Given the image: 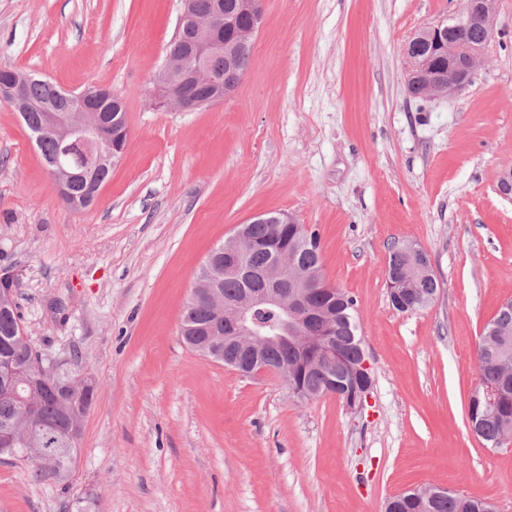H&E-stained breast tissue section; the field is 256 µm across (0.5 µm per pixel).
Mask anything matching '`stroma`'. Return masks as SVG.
Returning <instances> with one entry per match:
<instances>
[{
	"mask_svg": "<svg viewBox=\"0 0 512 512\" xmlns=\"http://www.w3.org/2000/svg\"><path fill=\"white\" fill-rule=\"evenodd\" d=\"M472 83L413 99L405 44L460 0H265L232 95L151 103L181 0H0V69L119 96L125 153L95 204L56 195L0 103V275L25 336L94 403L66 481L0 458V512H384L430 484L512 512V440L469 429L484 325L512 299V0ZM316 229L356 300L373 386L361 410L303 401L191 350L182 309L210 251L257 214ZM423 249L434 302L395 311L391 245Z\"/></svg>",
	"mask_w": 512,
	"mask_h": 512,
	"instance_id": "obj_1",
	"label": "stroma"
}]
</instances>
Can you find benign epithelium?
Instances as JSON below:
<instances>
[{
  "mask_svg": "<svg viewBox=\"0 0 512 512\" xmlns=\"http://www.w3.org/2000/svg\"><path fill=\"white\" fill-rule=\"evenodd\" d=\"M263 21V0H211L208 7L200 10L194 0H183V12L178 28L191 27L195 39L187 48L167 53L166 63L154 80L155 92L152 103L157 108L171 111H185L221 102L236 90V84L222 81L212 67L216 58H224V67L234 68L240 58L252 52V38ZM496 0H463L462 9L453 16V24L441 21L426 27L415 34L405 47L412 69L407 82V92L413 97H429L453 93L468 85L483 59L486 46L496 30ZM465 26L477 31L479 41L475 44H460L449 36L452 27ZM207 82L212 93L196 101H189L182 93L188 80ZM35 80V75L26 72H11L0 82V102L17 112H28L37 108L45 113V126L50 129L58 143L57 165L49 170L53 187L57 194L69 200L73 207L78 203L72 200L68 179L71 175L68 160L78 149L93 165H115L126 150V146L103 149L101 122L98 115L86 107L85 92L70 93L79 107L77 112H57L48 104L35 105L26 96V87ZM273 222L290 224L294 231V243L302 246L308 243L310 228L297 224L285 213L266 217L262 214L252 218V222ZM249 244L244 228L224 240L209 255V268L214 270L207 287L216 298H221L219 290L221 270H231L244 279L250 276L249 270L241 261V256ZM403 251L408 255V265L387 273V286L390 298L402 301L407 292L405 284L414 278L431 277V267L424 258V252L411 243H404ZM224 256V266L216 263V257ZM288 268V259L274 257L262 272L268 287L260 291L247 290L238 298L224 300L223 343L236 350L256 353L249 374H261L270 370L282 375L285 368H272L264 363L259 352L275 345L293 343L298 324L313 318L324 320L328 314L314 308L310 303L311 289L319 288L332 292L334 287L326 282L317 268L308 271L301 279L283 278ZM261 307H276L283 313L280 324L271 331H265L253 322V313ZM39 367L41 376L48 377L49 387L57 391L65 386L56 376V368L43 364V357L32 356ZM0 383L12 397L24 403L28 397L20 394L22 379L11 372L0 374ZM51 436L55 447L40 449L41 456L54 458L70 452L68 446L74 436L55 425L40 424L31 431L30 438L41 442Z\"/></svg>",
  "mask_w": 512,
  "mask_h": 512,
  "instance_id": "1",
  "label": "benign epithelium"
}]
</instances>
